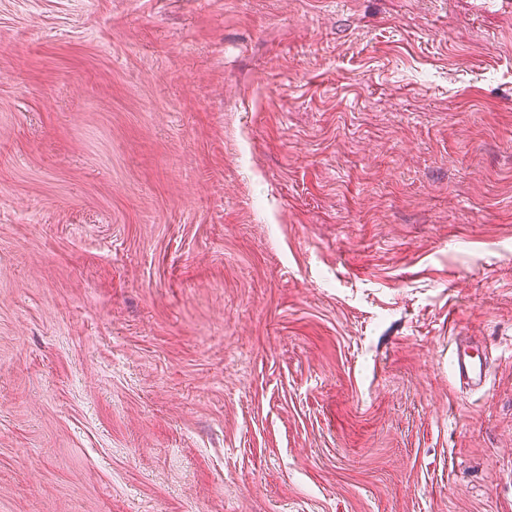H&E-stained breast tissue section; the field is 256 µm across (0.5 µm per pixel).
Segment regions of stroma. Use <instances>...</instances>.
I'll return each instance as SVG.
<instances>
[{
    "mask_svg": "<svg viewBox=\"0 0 512 512\" xmlns=\"http://www.w3.org/2000/svg\"><path fill=\"white\" fill-rule=\"evenodd\" d=\"M0 512H512V0H0ZM450 362L453 374L462 390L477 392L486 387L489 378L487 357L479 350H473L467 340L462 338L455 340Z\"/></svg>",
    "mask_w": 512,
    "mask_h": 512,
    "instance_id": "1",
    "label": "stroma"
}]
</instances>
